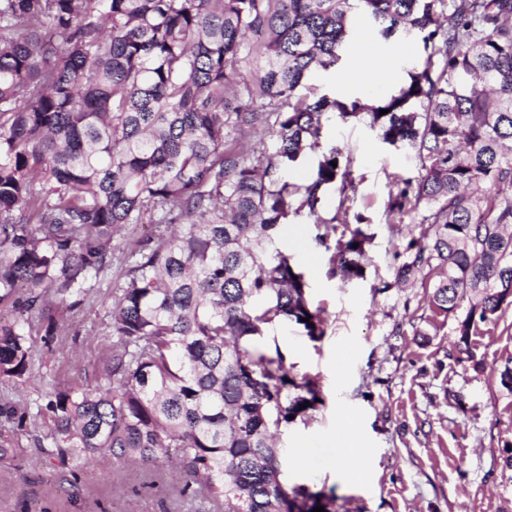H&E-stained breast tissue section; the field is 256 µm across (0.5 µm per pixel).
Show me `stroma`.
<instances>
[{
  "mask_svg": "<svg viewBox=\"0 0 512 512\" xmlns=\"http://www.w3.org/2000/svg\"><path fill=\"white\" fill-rule=\"evenodd\" d=\"M393 43L403 52L392 80L359 87L357 97H389L424 60L416 35ZM322 147L349 159L353 180L345 196L329 186L322 210L338 214L337 233H363L366 256L360 275L343 281L332 275L330 254L316 245L317 229L306 216H289L280 235L304 276L311 309L325 320L316 340L291 321L268 331L291 377L316 379L320 387L315 410L281 435L288 482L335 497L350 512H512V389L499 376L512 364V310L498 322L477 323L468 344H460L457 326L468 302L438 314L428 267L408 284L397 281L407 242L424 231L411 212L396 224L386 220L390 190L418 175L412 150L385 143L368 120L335 116L325 123ZM150 230L142 224L118 236L117 258L89 280L83 307L56 336L37 337L30 379L0 388V406L26 415L21 428L0 419V512H218L204 494L183 493L187 477L178 461L140 467L101 457L75 474L44 453L51 427L44 395L85 386L115 344L110 315L126 266L124 243ZM354 425L372 466L362 488L334 471L336 450Z\"/></svg>",
  "mask_w": 512,
  "mask_h": 512,
  "instance_id": "stroma-1",
  "label": "stroma"
}]
</instances>
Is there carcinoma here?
<instances>
[{"label":"carcinoma","mask_w":512,"mask_h":512,"mask_svg":"<svg viewBox=\"0 0 512 512\" xmlns=\"http://www.w3.org/2000/svg\"><path fill=\"white\" fill-rule=\"evenodd\" d=\"M363 16L386 39L419 34L423 63L377 103L304 93ZM333 114L414 151L419 176L387 216L417 210L428 229L399 276L438 269L432 307L468 300V343L512 307V0H0V303L18 309L0 322L1 386L32 372L33 325L56 335L112 267L116 233L157 225L130 241L120 342L95 372L106 384L47 394V456L78 472L99 455L173 452L184 490L204 487L224 512H335L288 484L276 446L318 388L261 344L280 321L324 335L277 235L303 214L330 249L337 216L319 205L338 179L348 199L340 152L304 183L285 174ZM364 242L337 241L332 273L357 276Z\"/></svg>","instance_id":"1"}]
</instances>
